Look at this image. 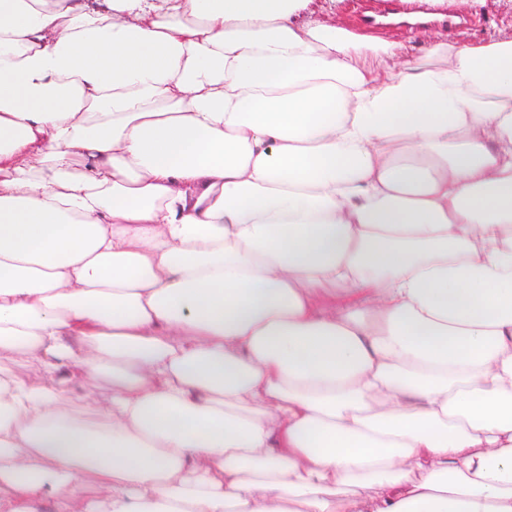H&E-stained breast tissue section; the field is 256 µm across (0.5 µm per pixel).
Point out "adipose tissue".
Returning a JSON list of instances; mask_svg holds the SVG:
<instances>
[{"label":"adipose tissue","mask_w":512,"mask_h":512,"mask_svg":"<svg viewBox=\"0 0 512 512\" xmlns=\"http://www.w3.org/2000/svg\"><path fill=\"white\" fill-rule=\"evenodd\" d=\"M335 6L0 0V512H512V33ZM372 0H342L336 3L335 14H324L327 21H335L347 30L356 34L376 36L387 41L404 43L407 48L417 55H423L427 47V39L420 34L422 29L438 33L442 41L478 42L494 35L503 24H511L512 15L504 17L503 7L498 0H483L476 2L473 8L462 6L458 9L439 10L463 18V23L456 28H439L428 26L417 31H411L404 24L391 23L377 31H367L360 26L359 18L369 7L374 6Z\"/></svg>","instance_id":"1"}]
</instances>
